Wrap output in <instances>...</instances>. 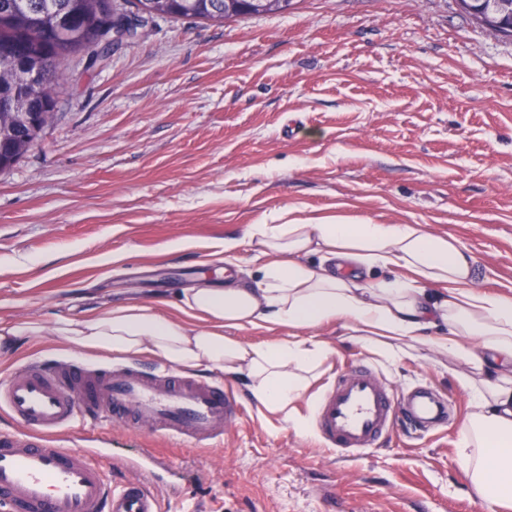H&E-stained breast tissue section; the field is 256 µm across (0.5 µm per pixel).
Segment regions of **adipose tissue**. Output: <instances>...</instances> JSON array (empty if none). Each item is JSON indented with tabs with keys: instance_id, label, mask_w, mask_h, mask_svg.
Segmentation results:
<instances>
[{
	"instance_id": "adipose-tissue-1",
	"label": "adipose tissue",
	"mask_w": 512,
	"mask_h": 512,
	"mask_svg": "<svg viewBox=\"0 0 512 512\" xmlns=\"http://www.w3.org/2000/svg\"><path fill=\"white\" fill-rule=\"evenodd\" d=\"M253 235L265 265L257 276L184 290L178 314L205 315L193 329L151 305L112 307L53 329L26 319L0 323V349L52 332L81 350L152 354L177 369H201L241 378L252 397L284 411L301 400L309 376L333 349L315 338L289 337L247 344L228 327L268 323L316 329L338 323L357 342L388 355H408L424 342L466 363L462 386L470 410L457 453L469 492L489 512L512 507V295L479 289L474 258L456 240L418 224L324 220L313 224H257ZM313 253L319 265L307 264ZM394 270L393 278L344 277L340 267ZM435 292H427V285ZM444 334L427 337L428 328Z\"/></svg>"
}]
</instances>
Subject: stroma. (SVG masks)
I'll use <instances>...</instances> for the list:
<instances>
[{"label": "stroma", "instance_id": "35a3bbf8", "mask_svg": "<svg viewBox=\"0 0 512 512\" xmlns=\"http://www.w3.org/2000/svg\"><path fill=\"white\" fill-rule=\"evenodd\" d=\"M62 67L53 124L0 172L1 322L166 311L201 280L259 268L253 225L336 217L451 236L481 289L512 294V38L456 0H294L221 25L156 16L105 59ZM315 334L334 353L295 405L305 431L224 375L243 413L215 446L110 424L71 434L116 460L171 459L166 512H487L456 451L468 366L427 344L392 358L333 324ZM56 357L121 360L48 333L1 351L0 381ZM361 359L387 387L454 401L447 423L354 458L324 447L315 409Z\"/></svg>", "mask_w": 512, "mask_h": 512}]
</instances>
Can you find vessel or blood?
<instances>
[{
    "mask_svg": "<svg viewBox=\"0 0 512 512\" xmlns=\"http://www.w3.org/2000/svg\"><path fill=\"white\" fill-rule=\"evenodd\" d=\"M0 406L13 422L0 430V512H162L157 473L164 461L149 453L125 463L127 480L115 482L102 449L67 446L70 429L109 420L198 446L223 440L240 415L219 384L66 360L35 362L0 382ZM447 416L443 399L427 390L396 392L362 360L322 396L315 422L327 447L353 457L378 447L397 422L424 435Z\"/></svg>",
    "mask_w": 512,
    "mask_h": 512,
    "instance_id": "vessel-or-blood-1",
    "label": "vessel or blood"
}]
</instances>
